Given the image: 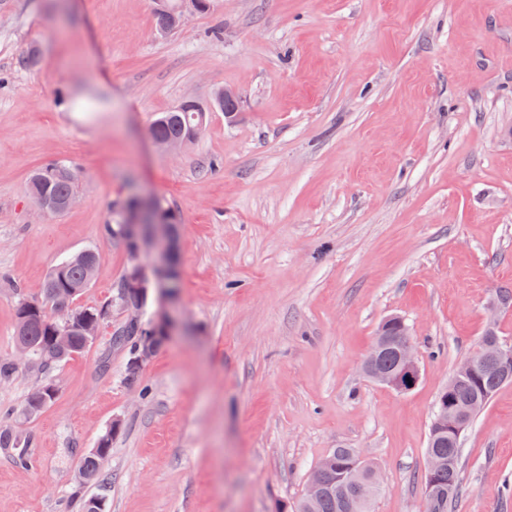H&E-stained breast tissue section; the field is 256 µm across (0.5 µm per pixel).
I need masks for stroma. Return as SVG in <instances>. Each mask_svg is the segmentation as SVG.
Returning a JSON list of instances; mask_svg holds the SVG:
<instances>
[{
    "label": "stroma",
    "mask_w": 512,
    "mask_h": 512,
    "mask_svg": "<svg viewBox=\"0 0 512 512\" xmlns=\"http://www.w3.org/2000/svg\"><path fill=\"white\" fill-rule=\"evenodd\" d=\"M154 7L0 0V430L39 459L0 449V512H70L106 433L111 483L85 488L103 512H295L333 448L377 465L372 512H424L439 393L488 326L512 341V0H214L163 39ZM224 87L235 123L153 146L158 113ZM60 159L78 200L50 216L27 182ZM135 189L181 219L175 326L140 386L107 327L50 370L18 358L17 308L63 256L99 254L78 306L110 298L128 254L104 225ZM392 314L421 369L406 393L363 372ZM460 481L455 512H512V383L465 432ZM107 439L104 446L102 444L105 441V437H101L98 441L97 448L95 451L87 453L80 461L78 469L80 472L77 473V479L82 482H88L89 476L84 472H87L92 476L89 483L98 484L99 487L104 488L108 483L107 476L102 472L101 464L108 457L112 450V436L106 433ZM109 435V436H108ZM84 471V472H82Z\"/></svg>",
    "instance_id": "obj_1"
}]
</instances>
